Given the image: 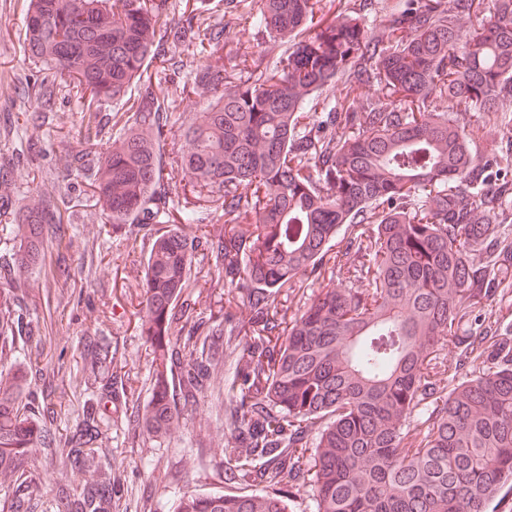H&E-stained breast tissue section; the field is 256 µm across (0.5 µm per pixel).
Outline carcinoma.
<instances>
[{"mask_svg":"<svg viewBox=\"0 0 512 512\" xmlns=\"http://www.w3.org/2000/svg\"><path fill=\"white\" fill-rule=\"evenodd\" d=\"M241 2L182 0L164 29L168 0L28 3L33 111L76 99L84 147L72 170L113 231H148L152 395L129 423L165 436L223 363L224 476L236 490L184 496L175 512H291L293 485L310 487L314 512H486L512 491V330L491 309L512 288V240L498 230L512 220V175L452 114L512 97V0H409L385 40L362 24L378 0H260L247 14ZM211 9L243 37L228 59L221 33L199 22ZM260 32L295 44L269 66L251 45ZM162 39L199 61L182 90L206 104L180 122L161 86L177 70L156 52ZM133 86L114 137L103 106ZM174 126L181 163L166 172ZM205 203L224 223L191 238L156 229L202 223ZM10 215L0 230L29 243L27 258L62 217L43 195ZM198 252L213 260L203 273ZM201 276L224 288L215 314L196 311ZM16 333L43 355L45 325L0 304V358ZM82 348L99 398L53 438L31 425L35 399L0 386V470L17 474L0 512H37V478L21 469L34 447L82 477L57 487L59 512H120L124 472L97 441L106 404L127 402L134 379L112 337Z\"/></svg>","mask_w":512,"mask_h":512,"instance_id":"cac0c4a2","label":"carcinoma"}]
</instances>
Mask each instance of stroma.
<instances>
[{
  "mask_svg": "<svg viewBox=\"0 0 512 512\" xmlns=\"http://www.w3.org/2000/svg\"><path fill=\"white\" fill-rule=\"evenodd\" d=\"M27 3L0 0V196L17 206L36 187L45 196L66 198L71 214L50 227L55 257L29 267L14 286L0 284V300L11 290L21 295L24 319L48 326L49 361L62 358L71 366V381L52 396L57 415L51 428L58 432L72 424L92 394L81 385L94 377L81 357L82 337L103 334L117 340L137 395L143 401L149 396L151 347L138 329L135 300L143 291L141 261L148 241L140 233L114 235L84 177L66 175V161L81 142L77 104L60 99L52 111H31L25 79L34 66L22 45ZM455 118L479 151H486L483 135L489 131L501 156L512 153L511 99L499 102L495 111L476 109ZM100 443L110 449L113 466L124 471L127 512H173L182 496L224 492V383L216 381L198 406L181 411L159 440L133 434L123 407H109ZM22 467L40 479L38 512H57V486L79 482L40 450L28 451Z\"/></svg>",
  "mask_w": 512,
  "mask_h": 512,
  "instance_id": "stroma-1",
  "label": "stroma"
}]
</instances>
